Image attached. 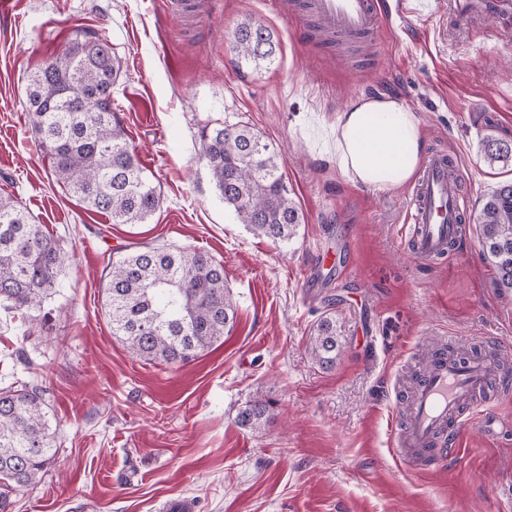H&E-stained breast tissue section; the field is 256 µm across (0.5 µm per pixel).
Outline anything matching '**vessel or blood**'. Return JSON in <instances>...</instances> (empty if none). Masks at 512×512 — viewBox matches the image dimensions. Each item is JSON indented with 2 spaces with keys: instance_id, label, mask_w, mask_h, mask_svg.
I'll list each match as a JSON object with an SVG mask.
<instances>
[{
  "instance_id": "obj_1",
  "label": "vessel or blood",
  "mask_w": 512,
  "mask_h": 512,
  "mask_svg": "<svg viewBox=\"0 0 512 512\" xmlns=\"http://www.w3.org/2000/svg\"><path fill=\"white\" fill-rule=\"evenodd\" d=\"M331 37L377 38L385 29L388 0H303ZM457 162L433 152L412 191L403 249L419 261L447 257L469 238L466 205L457 180ZM512 389V374L486 356L440 354L415 380L411 404L398 413L393 445L404 458L423 452L452 456L463 416L487 417L498 393Z\"/></svg>"
}]
</instances>
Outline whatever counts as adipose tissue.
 Returning a JSON list of instances; mask_svg holds the SVG:
<instances>
[{
  "label": "adipose tissue",
  "mask_w": 512,
  "mask_h": 512,
  "mask_svg": "<svg viewBox=\"0 0 512 512\" xmlns=\"http://www.w3.org/2000/svg\"><path fill=\"white\" fill-rule=\"evenodd\" d=\"M336 165L351 182L373 189L404 186L422 154L420 120L388 96L362 97L337 113Z\"/></svg>",
  "instance_id": "obj_1"
}]
</instances>
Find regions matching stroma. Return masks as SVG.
Listing matches in <instances>:
<instances>
[{
  "mask_svg": "<svg viewBox=\"0 0 512 512\" xmlns=\"http://www.w3.org/2000/svg\"><path fill=\"white\" fill-rule=\"evenodd\" d=\"M190 15L168 0H15L0 18V193L73 254L42 310H0V388L42 387L60 448L13 512H499L512 500V393L493 407L495 434L466 424L457 456L417 467L391 441L405 364L456 336L512 360V291L469 237L447 260L419 262L401 240L412 185L349 181L323 148L337 112L388 95L420 119L424 152L458 163L468 215L512 162L489 165L484 137L512 140V21L477 8L458 25L449 0L432 15H392L371 46L328 49L283 0H206ZM268 27L273 62L241 67L232 35ZM86 28L122 61L112 108L160 188L145 221L116 224L55 181L25 110L27 75ZM242 122L271 142L305 222L275 243L239 224L199 156L204 127ZM351 237L343 277L320 250ZM203 250L224 266L234 329L198 359L169 366L133 356L112 334L102 291L114 253ZM342 327L333 369L308 353L325 311ZM270 405L259 431L240 409Z\"/></svg>",
  "mask_w": 512,
  "mask_h": 512,
  "instance_id": "stroma-1",
  "label": "stroma"
}]
</instances>
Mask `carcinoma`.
Masks as SVG:
<instances>
[{"label":"carcinoma","mask_w":512,"mask_h":512,"mask_svg":"<svg viewBox=\"0 0 512 512\" xmlns=\"http://www.w3.org/2000/svg\"><path fill=\"white\" fill-rule=\"evenodd\" d=\"M238 61L258 63L276 55L274 33L251 21L233 33ZM121 62L112 46L78 30L68 49L28 76L27 112L57 183L86 209L115 224H136L160 204L126 139L112 92ZM200 157L239 223L275 243L292 240L304 215L288 188L282 159L260 135L239 123L204 130ZM485 160L505 164L512 143L487 137ZM482 254L497 284L512 289V180L487 197L477 217ZM68 256L10 194H0V303L15 310H41L56 293ZM102 288L112 324L130 352L146 361L187 364L224 339L235 307L224 284V265L209 253L179 247H143L116 256ZM336 313L323 314L309 337V351L324 369L341 354ZM38 388L25 382L0 390V512L12 492L33 484L55 454L56 442ZM238 424L255 430L268 421L266 404L240 410Z\"/></svg>","instance_id":"1"}]
</instances>
